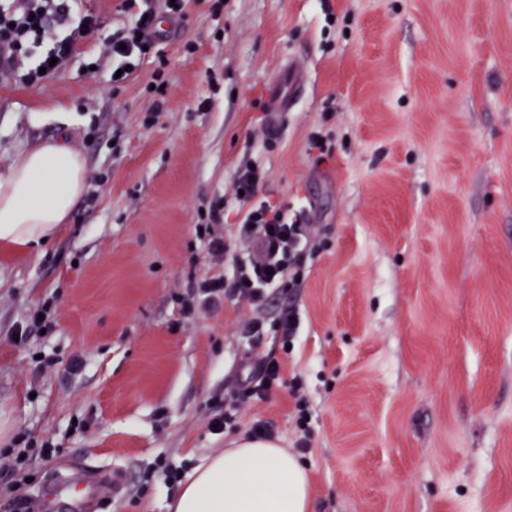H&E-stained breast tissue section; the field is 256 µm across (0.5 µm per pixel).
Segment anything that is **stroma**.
<instances>
[{"mask_svg": "<svg viewBox=\"0 0 512 512\" xmlns=\"http://www.w3.org/2000/svg\"><path fill=\"white\" fill-rule=\"evenodd\" d=\"M214 2L185 0L116 88L106 45L125 0H77L99 27L66 68L0 79V173L64 131L85 162L43 252L0 249V448H28L32 512H79L64 480L86 468L116 484L99 512H170L166 466L190 475L258 420L293 449L295 380L314 512H512V0ZM289 61L306 89L269 140L265 94ZM247 162L259 199L317 242L295 297L264 311L298 308L288 352L242 336L247 303L184 307L224 270L197 233L213 205L212 235L250 257L233 190ZM263 354L284 386L213 432ZM291 393L295 402L296 409V424L298 429L302 432V437L297 441V448L302 451H308L310 449L312 431L309 425L310 413L308 405L302 395H300V384L296 382L291 386ZM309 417V420H306Z\"/></svg>", "mask_w": 512, "mask_h": 512, "instance_id": "obj_1", "label": "stroma"}]
</instances>
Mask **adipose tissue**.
<instances>
[{"mask_svg": "<svg viewBox=\"0 0 512 512\" xmlns=\"http://www.w3.org/2000/svg\"><path fill=\"white\" fill-rule=\"evenodd\" d=\"M85 163L67 136L19 154L0 174V246L36 252L68 223ZM174 512H311L306 470L276 441L239 438L182 485Z\"/></svg>", "mask_w": 512, "mask_h": 512, "instance_id": "adipose-tissue-1", "label": "adipose tissue"}]
</instances>
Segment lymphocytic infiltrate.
Listing matches in <instances>:
<instances>
[{
	"instance_id": "1",
	"label": "lymphocytic infiltrate",
	"mask_w": 512,
	"mask_h": 512,
	"mask_svg": "<svg viewBox=\"0 0 512 512\" xmlns=\"http://www.w3.org/2000/svg\"><path fill=\"white\" fill-rule=\"evenodd\" d=\"M143 4V16L112 39L110 53L117 69L145 58L147 49L163 40V32L156 27L157 17L174 22L183 15L181 0L160 7L152 0H143ZM74 10L75 0H0V74L16 76L22 84L31 85L64 68L78 43L97 25L96 18L90 15L74 22ZM52 27L61 30V37L54 39L48 52L37 55L33 66L20 69V52L42 43ZM261 179L259 168L245 165L234 182L235 190L253 204L242 222V241L252 250V257L236 262L230 276L201 282L195 296V305L201 309L217 308L228 297L245 300L254 315L244 331L257 339L269 328L261 313L270 293L299 287L303 257L309 246L299 222L289 219L287 206L256 202Z\"/></svg>"
}]
</instances>
